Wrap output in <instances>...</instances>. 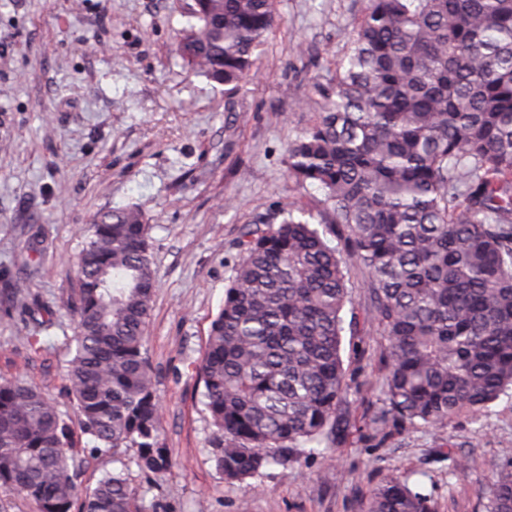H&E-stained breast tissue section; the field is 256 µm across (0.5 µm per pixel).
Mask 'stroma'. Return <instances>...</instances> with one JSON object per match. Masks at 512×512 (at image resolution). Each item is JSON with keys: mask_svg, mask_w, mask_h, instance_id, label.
<instances>
[{"mask_svg": "<svg viewBox=\"0 0 512 512\" xmlns=\"http://www.w3.org/2000/svg\"><path fill=\"white\" fill-rule=\"evenodd\" d=\"M181 0H0V376L17 374L68 410L63 365L73 324L81 231L99 213L139 204L151 226L158 288L147 355L164 410L172 468L152 481L130 466L143 505L163 512H365L373 488L399 476L437 512H484L492 459L512 460V390L479 420L418 426L378 442L361 421L381 396L384 346L352 273L347 313L357 333L343 359L362 388L342 407L351 425L249 484L226 482L210 447L213 428L196 371L243 225L301 204L316 188L288 178L289 141L314 119L311 84L345 52L364 0H275L254 52L248 90L226 111L223 86L184 69L174 53ZM36 257L28 295L49 306L34 331L12 285ZM39 335L40 348L24 339ZM469 463L455 471L456 459Z\"/></svg>", "mask_w": 512, "mask_h": 512, "instance_id": "obj_1", "label": "stroma"}]
</instances>
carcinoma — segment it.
<instances>
[{"label":"carcinoma","mask_w":512,"mask_h":512,"mask_svg":"<svg viewBox=\"0 0 512 512\" xmlns=\"http://www.w3.org/2000/svg\"><path fill=\"white\" fill-rule=\"evenodd\" d=\"M176 55L224 86L247 85L274 0H192ZM319 111L288 143V176L323 192L316 211L244 227L197 377L229 483L263 476L332 438L351 388L342 357L348 272L363 271L387 342L381 438L477 419L512 387V0H367ZM64 381L76 421L39 387L0 378V492L36 512H143L127 473L170 467L146 331L157 279L136 206L82 230ZM337 244H332V241ZM112 455L81 484L76 436ZM486 512H512V462L492 460ZM367 512H436L391 476Z\"/></svg>","instance_id":"1"}]
</instances>
